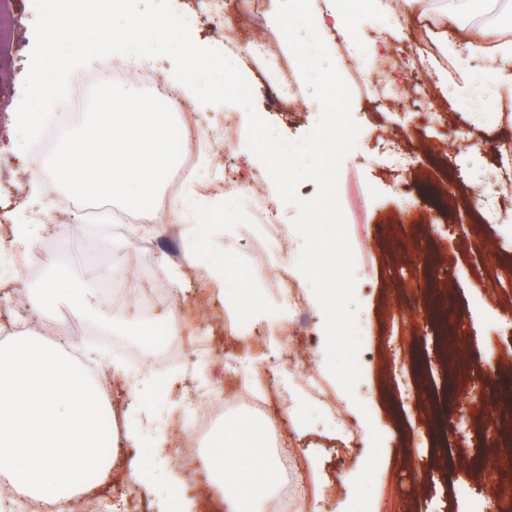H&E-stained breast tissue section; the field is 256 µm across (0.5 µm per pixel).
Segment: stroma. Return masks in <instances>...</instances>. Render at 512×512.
Returning a JSON list of instances; mask_svg holds the SVG:
<instances>
[{"instance_id": "35a3bbf8", "label": "stroma", "mask_w": 512, "mask_h": 512, "mask_svg": "<svg viewBox=\"0 0 512 512\" xmlns=\"http://www.w3.org/2000/svg\"><path fill=\"white\" fill-rule=\"evenodd\" d=\"M278 0H181L193 40L223 49L229 30L242 35L246 79L256 112L285 139L306 135L321 107L299 76L298 65L276 26ZM10 24L0 55V240L15 239L23 224H49L37 251L52 266L32 262L27 288L38 290L53 269L65 271L85 290L87 316L75 319L66 305L37 316L12 294L15 273L0 263V330L33 336L89 367L102 388L113 443L112 477L90 478L68 504L85 512H172L180 495L190 512H224V487L203 469L183 474L184 489H167L173 454L191 437L188 407L236 392L225 422L260 421L280 480L290 492L289 512H347L353 481L371 450H378L370 512H491L497 487H512V469L487 470L477 415L494 406L504 427L500 448L512 449V311L489 292L481 277L484 254L512 268V121L502 119L507 100L481 110L480 64L466 50L448 49L438 26L419 37L415 17H402V0H376L348 19L344 33L324 31L331 58L352 91L351 114L361 132L345 158L340 200L354 249L361 337V376L346 394L327 370L324 316L297 270L301 240L263 165L247 149V116L236 105L198 109L186 102L195 128L183 149L194 164L192 180L165 182L150 215L151 249L142 228L117 225L115 208L78 207L50 179L45 160H29L18 145L16 109L29 67L35 15L30 0H8ZM389 60V92L361 85L349 56ZM448 82L438 112L428 110L424 89ZM393 134L410 159L394 167L378 146ZM199 204L196 227L180 223L172 209L185 195ZM268 202L278 235L256 220V201ZM121 259L124 276L152 282L177 295L176 307L158 308L153 321H132L119 304H106L99 255ZM229 257L250 302L284 310L281 322L253 323L247 310L225 302L215 259ZM182 322L181 353L168 371L174 389L133 398L131 380L116 376L112 362L122 341ZM479 370L494 377L492 399L463 395L456 379ZM320 381L346 421L337 428L307 392L305 379ZM265 397L264 411L250 408ZM168 417L167 442L153 428L130 437L139 410ZM380 443H373L372 433ZM155 457L152 483L132 484L135 459Z\"/></svg>"}]
</instances>
